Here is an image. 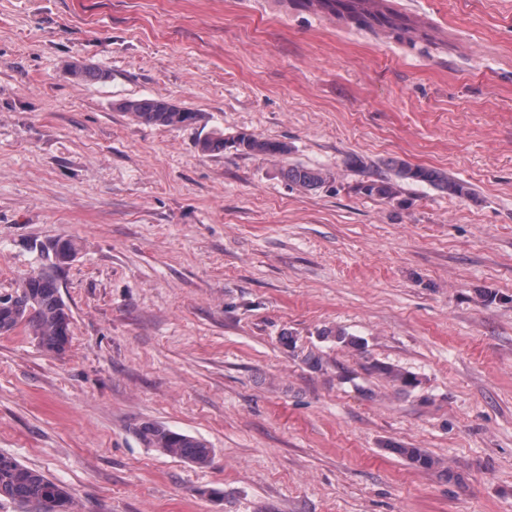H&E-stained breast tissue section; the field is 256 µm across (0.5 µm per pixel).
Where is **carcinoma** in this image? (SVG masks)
<instances>
[{
	"label": "carcinoma",
	"instance_id": "carcinoma-1",
	"mask_svg": "<svg viewBox=\"0 0 512 512\" xmlns=\"http://www.w3.org/2000/svg\"><path fill=\"white\" fill-rule=\"evenodd\" d=\"M367 0H297L303 8L318 7L333 14L347 16L356 24L372 28L376 25L391 28L398 38L411 33V28L389 9L371 10L364 7ZM70 74L78 79L106 80L109 74L83 64L70 66ZM122 112L132 115L147 125L183 128L197 121V114L164 99L126 98L117 104ZM236 144L245 153L263 156L284 155L288 146L253 135L240 134ZM394 175L405 181L429 183L450 196L469 195L466 184L452 178H442L429 168L396 162L392 166ZM288 182L307 191L323 187L327 174L300 166H293L284 173ZM366 194L381 198L393 195L391 180L380 175L363 186ZM52 265L60 268L76 255V244L70 239L56 242L52 248ZM13 305L0 308V334H7L21 324L29 328L37 343L47 352L59 354L69 342L71 316L59 295L54 275L49 271L33 272L25 276L11 294ZM140 441L148 448L188 460L198 467L207 466L212 458V449L201 440L177 433L169 428L144 422L136 429ZM0 496L18 503H34L40 512H70L71 499L63 486L41 472L23 465L10 454L0 453Z\"/></svg>",
	"mask_w": 512,
	"mask_h": 512
}]
</instances>
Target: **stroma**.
I'll list each match as a JSON object with an SVG mask.
<instances>
[{"label":"stroma","mask_w":512,"mask_h":512,"mask_svg":"<svg viewBox=\"0 0 512 512\" xmlns=\"http://www.w3.org/2000/svg\"><path fill=\"white\" fill-rule=\"evenodd\" d=\"M389 6L412 42L295 0H0V293L78 247L65 352L0 335V452L74 512H512V0ZM393 161L470 193L366 195ZM117 108L147 125L183 128L195 124L198 118L196 112L164 99L126 98L118 103ZM235 143L245 153L263 156L284 155L288 146L277 141H270L248 134H239ZM288 182L295 184L307 191L317 190L323 187L328 180L327 174L317 169L300 166L289 167L284 173ZM136 434L146 447L188 460L198 467H205L211 461L212 448L203 441L163 425L144 422L137 427Z\"/></svg>","instance_id":"35a3bbf8"}]
</instances>
